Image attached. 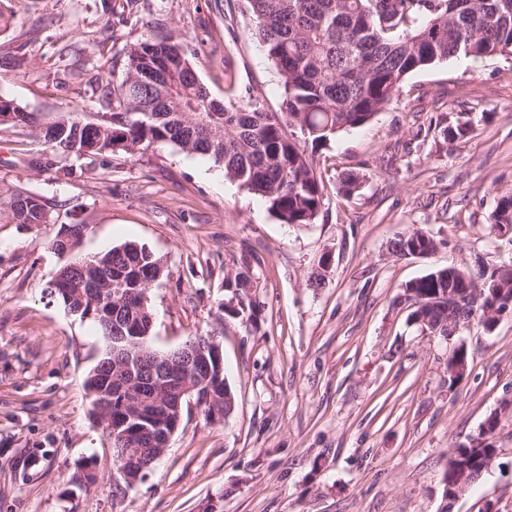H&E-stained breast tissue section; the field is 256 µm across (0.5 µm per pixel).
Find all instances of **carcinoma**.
<instances>
[{"mask_svg": "<svg viewBox=\"0 0 512 512\" xmlns=\"http://www.w3.org/2000/svg\"><path fill=\"white\" fill-rule=\"evenodd\" d=\"M255 34L282 79L284 98L278 112H268L256 100L245 104L211 97L200 82L183 44L174 35L149 31L126 54L121 78L104 94L112 121L96 126L85 114L64 112L43 128L38 117L23 108L21 123L56 153L106 155L171 143L187 153L211 158L225 176L265 198L283 224H310L320 211L325 185L316 172L306 143L326 144L337 133L360 127L383 110L413 72L451 58H486L512 50V0H246ZM30 196L14 190L9 204L19 224H44L45 203L18 206ZM512 227V193L498 197L489 215L490 228ZM433 236L415 228L393 240L400 256L430 255ZM112 271V289H122L115 305L134 314L139 336H151L153 311L146 300L164 260L143 245L127 242L92 258H77L61 267L57 300L79 298L94 269ZM500 279L490 291L485 284ZM248 279L239 273L225 287L237 297V315L255 317L256 307L244 294ZM481 299L498 310L512 307V263L477 264L476 271L455 267L436 269L406 283L402 293L415 301L411 317L428 318L427 327L444 335L448 316L465 325L472 311L465 310L477 289ZM88 321L103 338L98 365L88 373V393L104 383L111 365L114 331L92 315ZM204 395L223 400L224 416L233 413L235 394L225 378L210 376ZM151 423H130L131 437L144 449L141 465L150 470L160 460L148 428ZM497 454L489 444L473 448L462 460L449 462L446 473L468 489L484 473L485 459Z\"/></svg>", "mask_w": 512, "mask_h": 512, "instance_id": "cac0c4a2", "label": "carcinoma"}]
</instances>
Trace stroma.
<instances>
[{
    "label": "stroma",
    "mask_w": 512,
    "mask_h": 512,
    "mask_svg": "<svg viewBox=\"0 0 512 512\" xmlns=\"http://www.w3.org/2000/svg\"><path fill=\"white\" fill-rule=\"evenodd\" d=\"M11 0L0 32V98L44 118L102 115L101 75H122L147 29L181 36L212 96L279 111L282 80L253 33L245 0ZM469 123L468 136L441 131ZM51 158L45 170L30 156ZM325 183L310 224L281 223L261 196L206 157L175 145L62 156L28 129L0 125V188L47 202L43 224L0 204V512H512V314L443 338L415 324L399 296L434 269L470 270L512 257L490 232L512 191V52L457 58L411 74L367 124L313 155ZM71 169L68 179L58 168ZM358 173L346 197L338 176ZM86 230L69 253L65 225ZM412 228L425 257L394 255ZM134 242L165 260L149 290L151 345L219 337L236 396L226 420L185 408L146 478L126 485L84 387L103 343L46 292L76 258ZM321 287L309 285L323 259ZM251 279L255 324L233 315L224 286ZM468 350L448 380V355ZM499 413L496 458L453 504L443 473L455 448ZM92 466L93 486L73 482ZM490 228L495 230L499 224H509L512 231V193L500 195L489 215ZM433 238L427 231L415 228L398 235L393 240L392 250L400 256H415V252L419 251V256L425 257L431 253Z\"/></svg>",
    "instance_id": "stroma-1"
}]
</instances>
